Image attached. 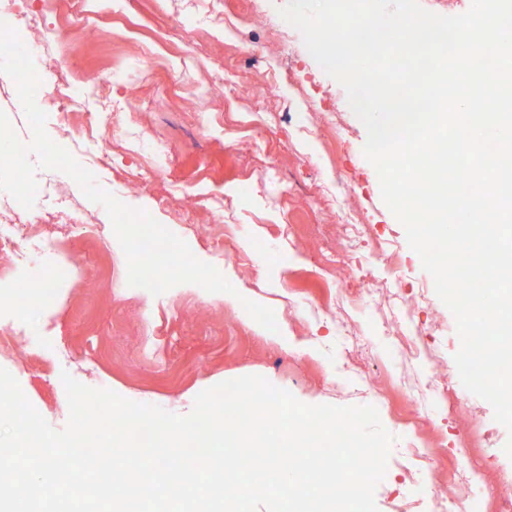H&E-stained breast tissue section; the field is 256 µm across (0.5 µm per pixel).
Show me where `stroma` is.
Masks as SVG:
<instances>
[{
  "mask_svg": "<svg viewBox=\"0 0 512 512\" xmlns=\"http://www.w3.org/2000/svg\"><path fill=\"white\" fill-rule=\"evenodd\" d=\"M182 17V5L171 0H112L111 19L91 38L69 27L63 11L43 19L56 27L69 70L104 78L114 113L140 115L124 148H113L111 167L95 170L98 185L183 237L235 294L180 284L155 296L128 286L126 277L110 278L111 267H126L125 255L104 207L80 193L76 208L59 210L69 226L64 251L46 247L0 285V328L15 337L13 348L0 354V367L58 430L69 417L65 372L177 414L191 412L201 391L246 375L263 376L310 405L374 406L395 437L387 476L375 490L377 512H398L406 499L416 512H431L436 484L447 482V472L430 477L423 463L401 469L414 438L429 448L442 435L445 461L469 427L490 424L496 434L490 460L512 470V459L500 455L512 433L496 423L485 400L465 393V410L454 418L434 402L416 408L409 402L410 386L453 362L460 338L432 276L382 200L377 172L363 155L367 131L345 88L316 62L301 34L274 38L261 22L217 18L200 50L182 42ZM147 137L167 139L171 157L161 176L126 187L130 164L141 160L137 144ZM169 191L221 197L228 207L219 212L197 204L183 221L155 207L156 197ZM344 203L362 209L381 238L363 241L329 274L315 230L335 237ZM77 214L94 218L100 230L99 265L84 262L86 229L74 222ZM188 222L196 235L186 234ZM225 223L237 225V237L218 257L203 240ZM280 224L293 225V242L279 238ZM242 250L252 271L236 263ZM364 266L379 293L360 304L344 288ZM47 280L49 303L24 299ZM246 299L274 311L276 330L246 312ZM340 322L356 336L357 351L337 336ZM424 323L433 325L432 334L421 336L419 356L401 367L396 328ZM401 370L403 388L391 382Z\"/></svg>",
  "mask_w": 512,
  "mask_h": 512,
  "instance_id": "1",
  "label": "stroma"
}]
</instances>
